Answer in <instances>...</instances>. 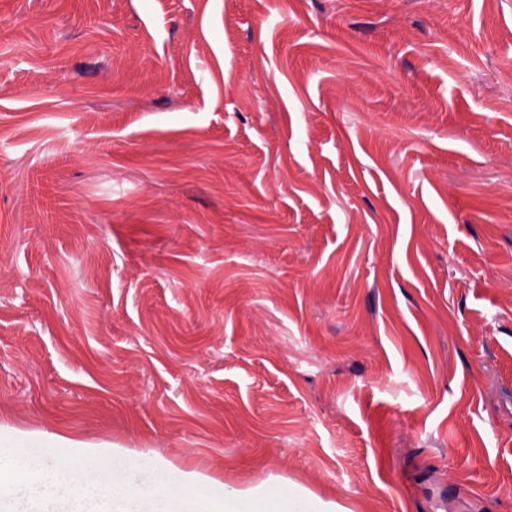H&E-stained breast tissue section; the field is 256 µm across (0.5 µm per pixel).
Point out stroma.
<instances>
[{"mask_svg": "<svg viewBox=\"0 0 512 512\" xmlns=\"http://www.w3.org/2000/svg\"><path fill=\"white\" fill-rule=\"evenodd\" d=\"M512 0H0V423L347 512H512Z\"/></svg>", "mask_w": 512, "mask_h": 512, "instance_id": "35a3bbf8", "label": "stroma"}]
</instances>
